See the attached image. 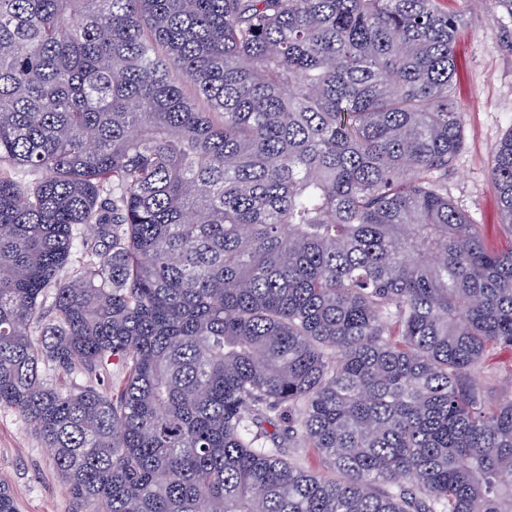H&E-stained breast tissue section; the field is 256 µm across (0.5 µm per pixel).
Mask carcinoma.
<instances>
[{
  "mask_svg": "<svg viewBox=\"0 0 512 512\" xmlns=\"http://www.w3.org/2000/svg\"><path fill=\"white\" fill-rule=\"evenodd\" d=\"M464 23L0 0V406L70 512H512V390L473 381L512 347V249L448 199ZM490 182L512 225V131ZM120 381V371L116 366L110 367V372L107 375H101V378L88 377V376H74L73 384L79 386L92 385L97 388H103L108 391H114L118 387Z\"/></svg>",
  "mask_w": 512,
  "mask_h": 512,
  "instance_id": "1",
  "label": "carcinoma"
}]
</instances>
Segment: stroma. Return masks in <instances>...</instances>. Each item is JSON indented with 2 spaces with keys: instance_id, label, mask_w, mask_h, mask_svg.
Segmentation results:
<instances>
[{
  "instance_id": "1",
  "label": "stroma",
  "mask_w": 512,
  "mask_h": 512,
  "mask_svg": "<svg viewBox=\"0 0 512 512\" xmlns=\"http://www.w3.org/2000/svg\"><path fill=\"white\" fill-rule=\"evenodd\" d=\"M469 23L457 41L458 80L453 90L462 114L463 144L448 175V197L477 224L487 244L512 249L489 169L496 146L512 131V16L487 12L469 0H450ZM512 377V348L490 351L475 373L489 399ZM0 486L8 488L19 512H69L63 482L50 450L17 411L0 406Z\"/></svg>"
}]
</instances>
